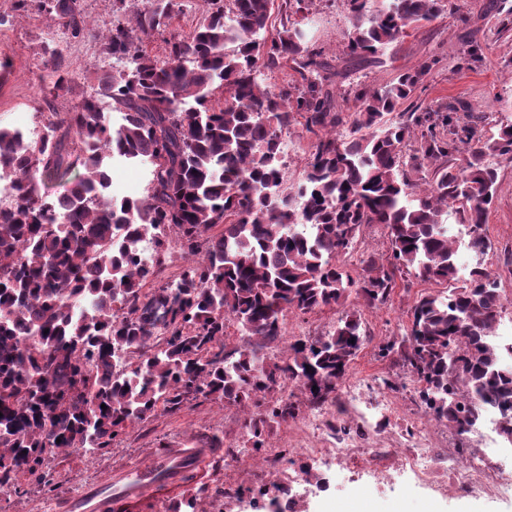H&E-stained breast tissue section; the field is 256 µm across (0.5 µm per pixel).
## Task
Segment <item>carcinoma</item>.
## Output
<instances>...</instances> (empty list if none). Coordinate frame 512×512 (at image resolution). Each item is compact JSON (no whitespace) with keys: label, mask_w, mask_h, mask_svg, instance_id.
Here are the masks:
<instances>
[{"label":"carcinoma","mask_w":512,"mask_h":512,"mask_svg":"<svg viewBox=\"0 0 512 512\" xmlns=\"http://www.w3.org/2000/svg\"><path fill=\"white\" fill-rule=\"evenodd\" d=\"M117 2L124 17L96 38L124 69L103 76L78 109H50L43 137L0 127V171L16 189L0 209V491L43 479L50 452L108 448L198 397L254 406L246 442L268 447L271 424L297 416L288 384L313 405L335 402L366 341L350 298L384 305L397 274L412 271L440 289L417 297L405 337L381 345L380 357L421 384L434 420L463 434L493 407L511 442L512 350L489 340L504 303L483 259L512 123L491 133L488 116L451 104L404 109L436 58L350 88L354 110L343 111L331 89L339 72L303 28L314 0H282L273 35L274 0H205L192 32L169 31L162 57L144 43L172 26L177 0ZM344 4L343 54L378 66L446 0ZM47 7L68 37L92 36L77 0ZM65 62L58 48L47 61L56 93ZM284 66L295 79L264 84ZM105 98L121 114L114 125ZM296 125L316 142L304 178L290 184L282 134ZM115 157L150 162L145 198L108 192L105 160ZM52 180L70 182L67 193L48 195ZM450 214L468 241L448 239ZM369 224L388 230L390 261L371 258L354 276L339 258ZM141 240L152 243L146 262L135 251ZM172 242L186 264L167 276ZM463 245L476 258L467 271L457 261ZM324 309L343 313L332 334L297 339L257 364L281 344L287 314ZM230 321L256 346L225 351ZM459 393L477 400L462 405Z\"/></svg>","instance_id":"cac0c4a2"}]
</instances>
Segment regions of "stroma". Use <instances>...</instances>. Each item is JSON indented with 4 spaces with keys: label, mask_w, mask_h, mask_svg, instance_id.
<instances>
[{
    "label": "stroma",
    "mask_w": 512,
    "mask_h": 512,
    "mask_svg": "<svg viewBox=\"0 0 512 512\" xmlns=\"http://www.w3.org/2000/svg\"><path fill=\"white\" fill-rule=\"evenodd\" d=\"M490 0H448L446 12L430 26L411 32L399 47L387 49L379 67L347 65L342 47L350 28L341 0H315L314 22L310 35L316 47L324 50L336 70L345 71L337 79L334 91L343 93L349 85L365 80L383 83L397 74L415 68L434 57L438 63L414 95L413 104L445 103L469 106L512 121V29L501 27V15L488 12ZM476 28L482 46L480 61L468 62L462 56L466 27ZM66 44L69 59L68 89L60 95L51 93L52 78L42 65L45 47ZM119 62L103 51L93 38L67 40L54 27L46 12L31 0L27 11L16 10L14 0H0V126L15 128L20 115H27L33 125L43 126L48 106L67 112L78 106L97 87L105 72L120 70ZM110 189L114 194L139 199L146 195L151 178L149 166L113 161L107 166ZM487 234L492 249L485 258L486 267L495 275L509 305L506 318H512V161L499 164L496 197L488 212ZM387 232L379 226L364 228L351 252L343 257L347 270L360 273L370 255H389ZM430 283L415 274H402L387 305L372 308L356 304L354 310L367 331V340L347 371V380L365 383L366 404L376 402L385 392L384 379L396 370L389 360L380 358L379 347L389 339L404 336L409 324L408 312L417 296L430 291ZM389 392V391H386ZM299 406L295 419L274 427L269 435L273 455L280 460L279 473L264 483L251 480L253 459L233 457L242 430L241 409L197 398L172 414H161L136 426L113 443L92 454L74 452L49 459V475L44 481L24 479L16 489L0 493V512H40L43 503L60 493L87 483L107 466L128 468L142 461L156 448H185L189 444L215 443L226 455L221 470L207 471L202 482L193 487L204 512H270V501L277 497V485L287 482L298 471L301 461L294 449L298 445L297 428L312 406L299 388H292ZM406 421L421 422L424 409L414 387L389 392ZM328 482L320 490L297 484L294 490L302 512H326L333 505L347 506L360 500L371 512H512V497H436L406 480L388 486L361 480L337 472L334 461L320 468ZM236 492L225 497V484Z\"/></svg>",
    "instance_id": "stroma-1"
}]
</instances>
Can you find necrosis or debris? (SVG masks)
Listing matches in <instances>:
<instances>
[{
	"mask_svg": "<svg viewBox=\"0 0 512 512\" xmlns=\"http://www.w3.org/2000/svg\"><path fill=\"white\" fill-rule=\"evenodd\" d=\"M343 398L349 409L337 412V429H344L347 418H354L365 434L364 439L351 441L344 448H323L321 415L313 413L308 419L311 437L303 441L299 452L313 462L314 468L301 474V481L319 484L320 477L315 467L325 458H332L340 465L346 459L365 455L371 462L370 474L379 485L389 482L394 476L408 474L419 486L437 495L450 492L471 497L512 495V470L489 467L490 449L482 448L474 453L466 448L434 447L431 444L433 436L427 429L404 425L400 413L389 403L382 408V420L384 424L401 430L405 445L401 448L383 447L373 439L375 423L358 408L360 384H347ZM460 471L465 472V480L457 479L456 474Z\"/></svg>",
	"mask_w": 512,
	"mask_h": 512,
	"instance_id": "4bbe7bcc",
	"label": "necrosis or debris"
}]
</instances>
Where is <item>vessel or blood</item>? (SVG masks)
Here are the masks:
<instances>
[{
	"mask_svg": "<svg viewBox=\"0 0 512 512\" xmlns=\"http://www.w3.org/2000/svg\"><path fill=\"white\" fill-rule=\"evenodd\" d=\"M216 448H158L135 468L102 473L74 493L73 512H147L162 490L194 487L208 465L220 461Z\"/></svg>",
	"mask_w": 512,
	"mask_h": 512,
	"instance_id": "obj_1",
	"label": "vessel or blood"
}]
</instances>
